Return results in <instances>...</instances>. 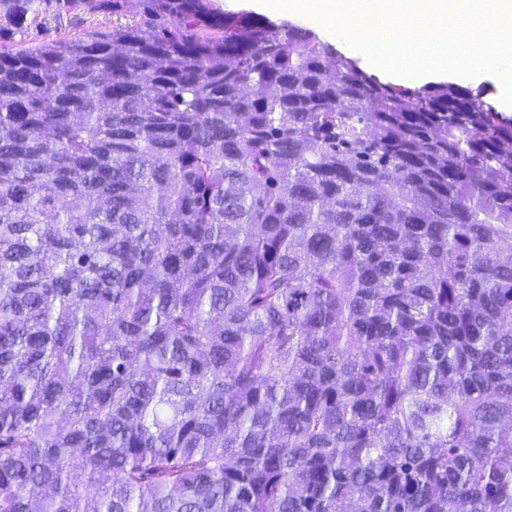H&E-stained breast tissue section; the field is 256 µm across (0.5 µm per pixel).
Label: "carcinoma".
Instances as JSON below:
<instances>
[{"label": "carcinoma", "instance_id": "carcinoma-1", "mask_svg": "<svg viewBox=\"0 0 512 512\" xmlns=\"http://www.w3.org/2000/svg\"><path fill=\"white\" fill-rule=\"evenodd\" d=\"M0 46V512H512V119L209 0Z\"/></svg>", "mask_w": 512, "mask_h": 512}]
</instances>
